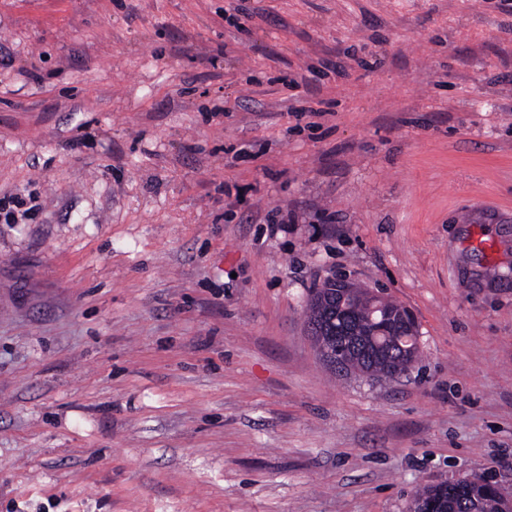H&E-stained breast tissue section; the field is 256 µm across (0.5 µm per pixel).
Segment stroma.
I'll list each match as a JSON object with an SVG mask.
<instances>
[{
	"label": "stroma",
	"instance_id": "35a3bbf8",
	"mask_svg": "<svg viewBox=\"0 0 512 512\" xmlns=\"http://www.w3.org/2000/svg\"><path fill=\"white\" fill-rule=\"evenodd\" d=\"M10 195L0 512L512 499V0H0ZM334 275L405 373L330 371ZM346 284L344 280L336 279V288L345 289L349 303L348 310L337 309L335 326L341 328L342 321L347 322L346 335L320 337L317 340L320 347L328 354L337 355L342 362L346 360L347 371L356 370L377 378H390V371L379 361L389 365L393 351L376 349L375 356L379 361L373 360L365 352L367 347L374 344H384L404 352L398 374L406 371L418 350L417 331L412 332L400 321L406 316L407 310L392 300L351 285L348 288ZM434 503L438 510L446 512H511L512 503L504 498L487 477L463 478L446 484L425 488L414 500V512L419 504ZM509 507L511 510L509 511Z\"/></svg>",
	"mask_w": 512,
	"mask_h": 512
}]
</instances>
